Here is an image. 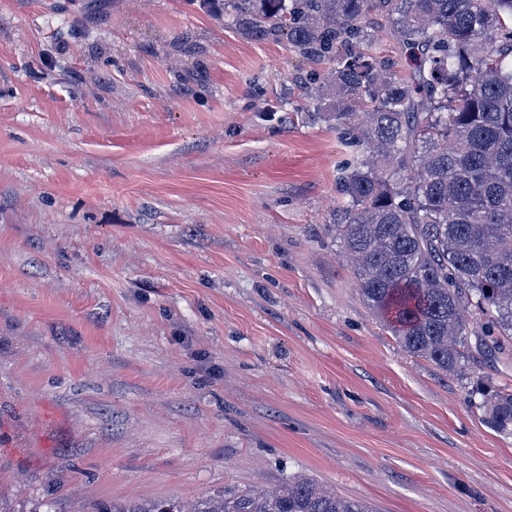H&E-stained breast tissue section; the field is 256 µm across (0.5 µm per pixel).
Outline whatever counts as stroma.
I'll return each mask as SVG.
<instances>
[{
  "label": "stroma",
  "mask_w": 512,
  "mask_h": 512,
  "mask_svg": "<svg viewBox=\"0 0 512 512\" xmlns=\"http://www.w3.org/2000/svg\"><path fill=\"white\" fill-rule=\"evenodd\" d=\"M307 66L187 0H0V505L304 476L370 512H512V437L402 350L332 232L351 149Z\"/></svg>",
  "instance_id": "obj_1"
}]
</instances>
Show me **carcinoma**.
Returning <instances> with one entry per match:
<instances>
[{
    "label": "carcinoma",
    "mask_w": 512,
    "mask_h": 512,
    "mask_svg": "<svg viewBox=\"0 0 512 512\" xmlns=\"http://www.w3.org/2000/svg\"><path fill=\"white\" fill-rule=\"evenodd\" d=\"M311 68L308 112L353 158L332 224L360 294L403 350L446 372L512 358V0H199ZM410 66L377 56L381 36ZM329 65L326 74L317 71ZM481 407L512 436V389ZM110 512H369L306 477Z\"/></svg>",
    "instance_id": "cac0c4a2"
}]
</instances>
